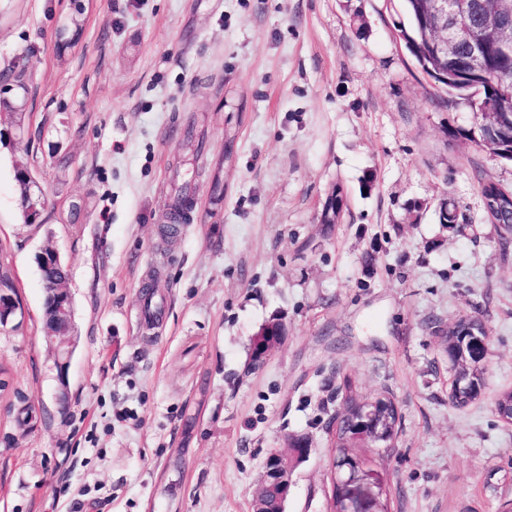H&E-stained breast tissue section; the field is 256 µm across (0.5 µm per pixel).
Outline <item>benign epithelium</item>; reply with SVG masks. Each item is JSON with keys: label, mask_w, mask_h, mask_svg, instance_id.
<instances>
[{"label": "benign epithelium", "mask_w": 512, "mask_h": 512, "mask_svg": "<svg viewBox=\"0 0 512 512\" xmlns=\"http://www.w3.org/2000/svg\"><path fill=\"white\" fill-rule=\"evenodd\" d=\"M423 18L422 43L419 48L429 49L432 63L430 71L439 75L446 71L454 53L467 52V68L476 70L478 79L475 94L492 91L487 82L489 54L493 51L507 53L512 50V0H417ZM42 288L45 301L51 304L53 319L43 322L46 341L52 346L54 363L61 384H66L70 358L75 347L74 302L67 288H56L44 282ZM23 316L15 295L0 291V326H5ZM447 336V345L456 352L465 353L473 346L481 345L490 349L488 332L477 317L460 318ZM288 328L280 318L265 322L262 335L251 338L253 353L249 366L257 369L287 339ZM391 399L377 397L362 404L358 412L361 418L382 416ZM310 443L304 435H287L284 448L274 449L262 463L261 483L253 495V512H286L288 496L293 484L295 469L309 456ZM276 487L280 494L270 499L266 490ZM332 487L340 493H331L330 512H384L380 493L386 483L380 475L359 465L349 473L342 474L333 469ZM343 503L336 510V501Z\"/></svg>", "instance_id": "7a95c632"}]
</instances>
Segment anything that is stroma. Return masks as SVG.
I'll return each instance as SVG.
<instances>
[{
    "label": "stroma",
    "instance_id": "stroma-1",
    "mask_svg": "<svg viewBox=\"0 0 512 512\" xmlns=\"http://www.w3.org/2000/svg\"><path fill=\"white\" fill-rule=\"evenodd\" d=\"M80 3L83 35L59 49ZM405 20L400 0H0V75L26 65L28 85L0 108V264L24 307L0 328V512H251L292 434L311 450L286 510L327 512L347 379L401 414L393 447L368 451L390 512L512 500V424L494 412L512 389V238L480 196L484 179L512 190V162L418 67ZM20 166L46 199L36 224ZM184 186L196 206L167 243ZM49 244L74 299L64 385L42 332ZM466 315L490 354L457 407L441 333ZM275 316L288 338L249 369Z\"/></svg>",
    "mask_w": 512,
    "mask_h": 512
}]
</instances>
